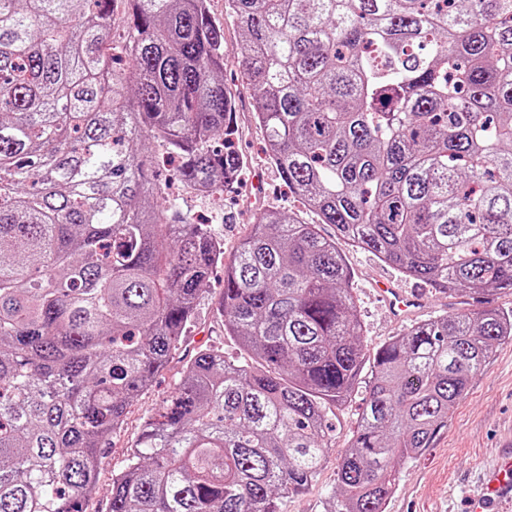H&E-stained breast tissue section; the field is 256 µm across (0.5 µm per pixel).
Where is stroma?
Returning a JSON list of instances; mask_svg holds the SVG:
<instances>
[{
	"instance_id": "35a3bbf8",
	"label": "stroma",
	"mask_w": 512,
	"mask_h": 512,
	"mask_svg": "<svg viewBox=\"0 0 512 512\" xmlns=\"http://www.w3.org/2000/svg\"><path fill=\"white\" fill-rule=\"evenodd\" d=\"M224 85L237 102L239 148L247 159L246 173L218 200L186 187L178 188L177 193L183 212L215 225L224 241V255L230 258L250 231L254 216L263 210L276 209L306 224L320 222L288 191L269 162L265 134L252 118L255 101L237 56H228L224 62ZM320 226L322 234L335 236L333 226ZM337 246L352 272V288L362 322L361 340L367 353H374L392 337L403 334L414 322L484 308L512 309L509 288L477 294L448 293L430 287L425 288L424 309L412 320H396L378 297L379 281L390 278L400 286L415 289L423 288L421 281L404 277L393 266L346 239L338 238ZM223 292L224 270L218 267L201 290L194 321L173 350L167 367L147 391L131 401L123 427L113 434L99 455L97 488L85 512H108L112 475L123 468L132 438L140 432L145 418L174 390L185 363L197 351L214 348L223 351L226 358H240L237 345L224 333V319L218 312ZM367 393L368 378L363 375L338 414L321 472L306 490L285 499L282 512H328L330 499L339 488L340 455L356 427ZM511 451L512 342L508 341L496 348L483 372L451 408L447 425L436 433L429 447L401 465L384 512H466L469 495L483 471L500 455Z\"/></svg>"
}]
</instances>
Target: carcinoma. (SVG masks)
Returning <instances> with one entry per match:
<instances>
[{"instance_id":"cac0c4a2","label":"carcinoma","mask_w":512,"mask_h":512,"mask_svg":"<svg viewBox=\"0 0 512 512\" xmlns=\"http://www.w3.org/2000/svg\"><path fill=\"white\" fill-rule=\"evenodd\" d=\"M122 5L124 38L112 17ZM0 0V512H85L96 461L224 266V332L112 474L109 512H281L316 478L365 366L351 274L316 224L254 218L238 253L170 204L238 182L241 57L288 189L339 235L450 292L512 289V0ZM130 59L112 70L107 44ZM512 341L452 313L379 347L331 512H383L397 465Z\"/></svg>"}]
</instances>
